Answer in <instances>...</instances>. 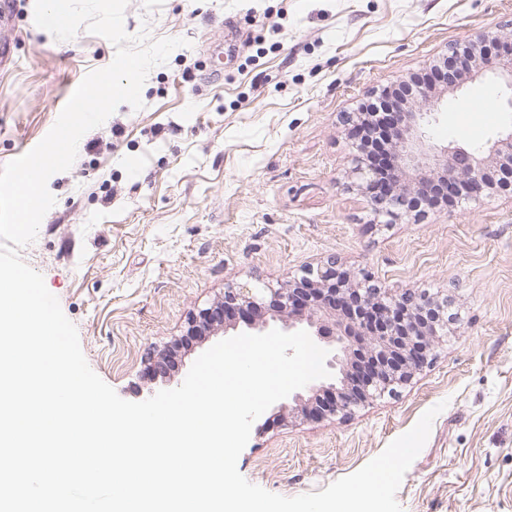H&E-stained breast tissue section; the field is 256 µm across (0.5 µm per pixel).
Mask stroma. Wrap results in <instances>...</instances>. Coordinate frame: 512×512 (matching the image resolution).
<instances>
[{
    "mask_svg": "<svg viewBox=\"0 0 512 512\" xmlns=\"http://www.w3.org/2000/svg\"><path fill=\"white\" fill-rule=\"evenodd\" d=\"M13 2L0 167L39 143L116 53L83 29L56 40L35 25V0ZM124 27L187 44L150 70L142 109L120 105L83 135L19 251L92 370L128 401L176 388L218 341L190 337L189 320L225 287L273 286L336 257L384 287L445 297L458 316L408 385L349 418L269 407L241 475L286 497L322 491L441 402L397 491L402 512H512V197L378 222L343 121L477 32L512 35V0H129ZM504 97L473 78L448 93L427 134L485 147L512 127ZM172 348L174 368L151 377L146 357Z\"/></svg>",
    "mask_w": 512,
    "mask_h": 512,
    "instance_id": "1",
    "label": "stroma"
}]
</instances>
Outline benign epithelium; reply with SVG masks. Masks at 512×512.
Segmentation results:
<instances>
[{"mask_svg": "<svg viewBox=\"0 0 512 512\" xmlns=\"http://www.w3.org/2000/svg\"><path fill=\"white\" fill-rule=\"evenodd\" d=\"M487 39L497 41L498 52L472 61L470 73L490 76L500 83L509 96L512 109V37L501 38L490 32L476 34L471 43ZM440 97H423L395 115L393 171L388 177L391 187L376 186L378 176L355 166L361 182L375 187L371 202L377 213L397 214L405 198L396 189L401 175L412 174L409 187L425 194L432 185L441 183L448 195L460 198L462 193L480 195L487 188L490 165L505 156L512 167V127L501 133L482 150L450 143L435 147L426 134L428 117ZM374 306L383 314L381 331L367 336L355 314V305ZM448 306L425 292L405 289L394 291L371 283L369 277L354 275L336 259L301 276L288 277L276 288L254 291L250 288H226L221 300L199 311L191 319L190 328L210 325L214 330H236L252 334L264 333L272 324L280 323L284 332L305 330L320 347L329 351L326 367L332 376L311 382L291 393L288 399L296 408H308L311 394L327 391L330 399L324 411L347 418L362 404L398 393L411 382L414 374L428 362L434 342L448 335V321L427 319L424 314L435 306ZM367 341L375 360L367 367L352 371L349 358L355 354L356 337Z\"/></svg>", "mask_w": 512, "mask_h": 512, "instance_id": "benign-epithelium-1", "label": "benign epithelium"}]
</instances>
